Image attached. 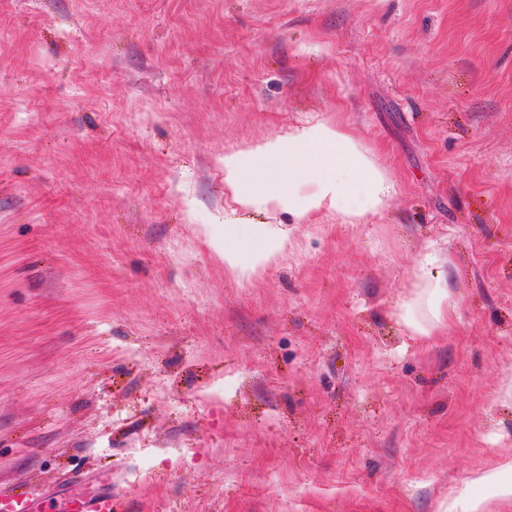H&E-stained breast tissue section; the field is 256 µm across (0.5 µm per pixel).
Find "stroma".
<instances>
[{
	"label": "stroma",
	"instance_id": "obj_1",
	"mask_svg": "<svg viewBox=\"0 0 512 512\" xmlns=\"http://www.w3.org/2000/svg\"><path fill=\"white\" fill-rule=\"evenodd\" d=\"M318 123L387 207L241 209L225 154ZM228 224L291 245L242 278ZM511 460L512 0H0L1 489L446 512ZM416 277L417 291L405 304L402 318L414 334L425 336L448 322L449 279L433 276L425 266Z\"/></svg>",
	"mask_w": 512,
	"mask_h": 512
}]
</instances>
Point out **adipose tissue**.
<instances>
[{"label": "adipose tissue", "mask_w": 512, "mask_h": 512, "mask_svg": "<svg viewBox=\"0 0 512 512\" xmlns=\"http://www.w3.org/2000/svg\"><path fill=\"white\" fill-rule=\"evenodd\" d=\"M224 182L247 210L284 205L304 218L330 206L347 224L365 223L383 210L392 187L360 143L342 128L319 124L224 157ZM288 232L276 224H228L224 262L240 271L275 262L288 248ZM449 280L427 269L417 274L416 292L402 318L425 336L448 320Z\"/></svg>", "instance_id": "ef3b65f1"}]
</instances>
